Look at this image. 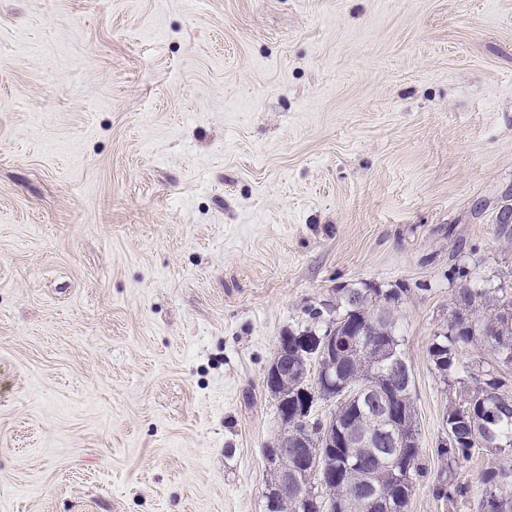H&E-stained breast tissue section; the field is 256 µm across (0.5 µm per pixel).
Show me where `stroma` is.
I'll list each match as a JSON object with an SVG mask.
<instances>
[{
	"label": "stroma",
	"instance_id": "35a3bbf8",
	"mask_svg": "<svg viewBox=\"0 0 512 512\" xmlns=\"http://www.w3.org/2000/svg\"><path fill=\"white\" fill-rule=\"evenodd\" d=\"M508 211L512 0H0V512H267L266 368L358 282L407 289L408 512H476L428 348Z\"/></svg>",
	"mask_w": 512,
	"mask_h": 512
}]
</instances>
